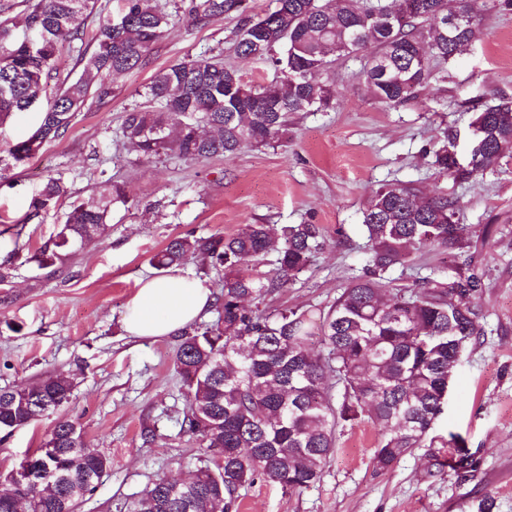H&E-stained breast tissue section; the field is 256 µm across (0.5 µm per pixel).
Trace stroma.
<instances>
[{"label": "stroma", "instance_id": "35a3bbf8", "mask_svg": "<svg viewBox=\"0 0 512 512\" xmlns=\"http://www.w3.org/2000/svg\"><path fill=\"white\" fill-rule=\"evenodd\" d=\"M172 14L170 35L144 66L112 83V94L89 99L61 136L0 182V263L47 240L64 206L28 220L32 196L50 176L86 199L110 182L134 202L113 205L103 239L86 245L52 279L34 265L17 267L0 285V387H19L78 374L72 400L31 426L0 438V469L37 448L57 417L81 428L89 447L111 459L81 512H128L154 480L192 476L205 461L198 441L183 433L184 388L174 371L177 336L139 338L123 319L140 280L157 276L151 256L189 233L229 235L243 223L317 224L322 246L286 287L265 296L260 310L328 308L347 282L362 275L366 239L363 203L379 184L417 183L425 196L460 200L471 246L462 253L415 255L400 284L438 269L448 277L477 274L484 337L468 345L452 372L448 406L428 443L387 471L376 470L378 428L371 420L346 427L319 481L286 493L259 482L241 492L239 512H470L475 496L496 497L512 512V156L490 171L458 182L438 174L434 150L444 132L468 136L475 112L495 98H512V10L488 11L479 39L453 61L431 64L428 90L386 107L368 95L364 57L334 73L333 108L301 112L283 142L199 162L138 158L124 144V112L139 104L153 75L187 58L223 54L246 79L269 83L274 67L234 53L233 16L194 25ZM456 436L472 460L454 472L442 440Z\"/></svg>", "mask_w": 512, "mask_h": 512}]
</instances>
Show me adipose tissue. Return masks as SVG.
Instances as JSON below:
<instances>
[{
    "label": "adipose tissue",
    "mask_w": 512,
    "mask_h": 512,
    "mask_svg": "<svg viewBox=\"0 0 512 512\" xmlns=\"http://www.w3.org/2000/svg\"><path fill=\"white\" fill-rule=\"evenodd\" d=\"M213 303L201 281L178 273L141 281L131 299L125 327L138 337L169 336L204 316Z\"/></svg>",
    "instance_id": "adipose-tissue-1"
}]
</instances>
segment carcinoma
Listing matches in <instances>:
<instances>
[{"instance_id":"obj_1","label":"carcinoma","mask_w":512,"mask_h":512,"mask_svg":"<svg viewBox=\"0 0 512 512\" xmlns=\"http://www.w3.org/2000/svg\"><path fill=\"white\" fill-rule=\"evenodd\" d=\"M478 2L459 0L457 10L472 18L459 28L433 25L437 13L451 12L448 0H276L274 10L259 16L246 14L244 0H190L185 13L198 25L213 16H242L235 53L270 61L278 80L249 84L218 55L180 61L160 70L146 101L125 112L123 137L140 158L184 161L279 142L292 115L332 107V67L360 54L367 56L363 78L375 101L388 107L409 102L428 87L430 61L448 62L478 39ZM94 5L29 0L25 24L37 35L29 47L14 34L11 5L0 4V120L47 99L34 132L11 145L8 158L0 156V180L64 132L91 94L107 96L112 76L144 65L170 34L169 14L153 0H124L116 17L99 23L79 76L47 91L58 75L60 48L82 38ZM472 126L481 146L470 164L460 167L450 156L459 137L449 133L434 152L439 173L465 181L512 155L511 99L484 106ZM68 195L62 179L48 178L31 198L27 220ZM132 201L125 185L111 183L95 198L71 203L56 233L24 262L36 264L47 279L58 275L70 257L104 237L112 205ZM459 214L458 199H424L412 182L372 190L363 210L364 273L323 310L268 314L252 305L305 270L321 246L316 224L285 225L277 237L266 224H241L230 235L170 239L152 257L155 268L199 258L222 272L216 320L181 331L174 360L186 389L182 429L198 439L209 464L188 481L156 480L130 512H238L241 489L258 481L303 491L319 481L339 428L365 417L379 428L376 469L389 470L420 447L446 403L453 341L470 343L483 334L482 282L474 274L452 281L429 275L408 289L389 274L424 250L464 248L469 227ZM270 253L276 254L272 275L242 272ZM74 385V376L59 375L1 388L0 434L9 437L58 410ZM24 459L42 482L26 479L20 462L0 471V512H15L19 500L25 512H80L111 465L66 418L57 419ZM471 512H499L497 499L486 493Z\"/></svg>"}]
</instances>
